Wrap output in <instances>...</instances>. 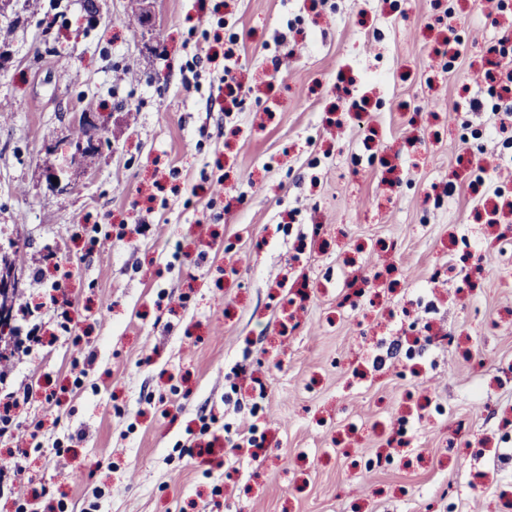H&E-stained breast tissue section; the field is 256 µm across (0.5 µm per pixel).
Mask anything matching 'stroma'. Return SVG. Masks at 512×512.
I'll return each mask as SVG.
<instances>
[{
  "mask_svg": "<svg viewBox=\"0 0 512 512\" xmlns=\"http://www.w3.org/2000/svg\"><path fill=\"white\" fill-rule=\"evenodd\" d=\"M97 2L94 20L84 0L0 5V244L18 303L61 280L76 326L47 321L26 354L0 342L17 387L60 401L31 400L0 438V457L30 451L0 512H512V466L486 450L512 413V257L497 249L512 214L478 207L512 186V151L491 108L466 106L512 13ZM216 11L250 89L231 111L221 63L183 86L189 31ZM80 112L104 144L75 190L50 191L51 147ZM451 183L462 193L430 205ZM137 219L146 235L125 232ZM252 424L261 450L232 449L228 427Z\"/></svg>",
  "mask_w": 512,
  "mask_h": 512,
  "instance_id": "stroma-1",
  "label": "stroma"
}]
</instances>
